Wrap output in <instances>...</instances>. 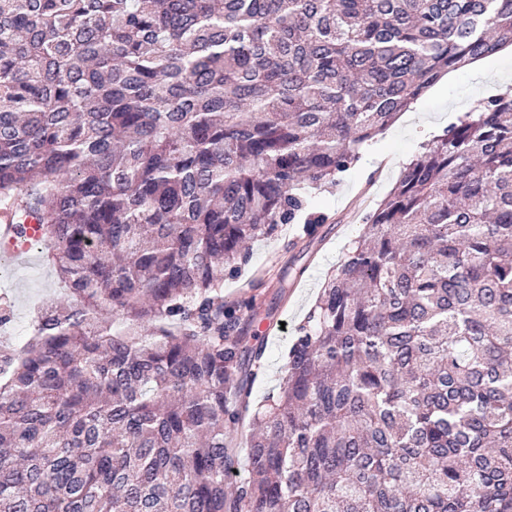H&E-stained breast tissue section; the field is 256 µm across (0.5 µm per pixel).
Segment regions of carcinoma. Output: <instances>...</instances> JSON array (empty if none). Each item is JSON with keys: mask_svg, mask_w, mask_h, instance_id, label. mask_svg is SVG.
Returning <instances> with one entry per match:
<instances>
[{"mask_svg": "<svg viewBox=\"0 0 512 512\" xmlns=\"http://www.w3.org/2000/svg\"><path fill=\"white\" fill-rule=\"evenodd\" d=\"M509 44L512 0H0V202L65 285L0 350V512H512V96L403 167L257 404L224 298Z\"/></svg>", "mask_w": 512, "mask_h": 512, "instance_id": "obj_1", "label": "carcinoma"}]
</instances>
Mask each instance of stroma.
Returning a JSON list of instances; mask_svg holds the SVG:
<instances>
[{
	"mask_svg": "<svg viewBox=\"0 0 512 512\" xmlns=\"http://www.w3.org/2000/svg\"><path fill=\"white\" fill-rule=\"evenodd\" d=\"M512 95V50L503 49L453 71L449 81L436 82L391 126L378 134L359 162L336 185L314 192L313 203L329 221L315 237L302 225L283 224L269 238L251 243V260L238 277H225L224 294L233 298L257 290L271 316H258L252 330L264 339V369L255 385L256 397L278 388L285 354L297 326L313 305L327 276L342 259L377 205L395 186L403 167L421 152L423 144L464 112L488 98ZM288 273V299L277 302L280 271ZM60 292L56 274L33 249L26 262L10 267L0 278V302L8 301L12 317L0 326V345L24 341L38 307Z\"/></svg>",
	"mask_w": 512,
	"mask_h": 512,
	"instance_id": "obj_1",
	"label": "stroma"
}]
</instances>
